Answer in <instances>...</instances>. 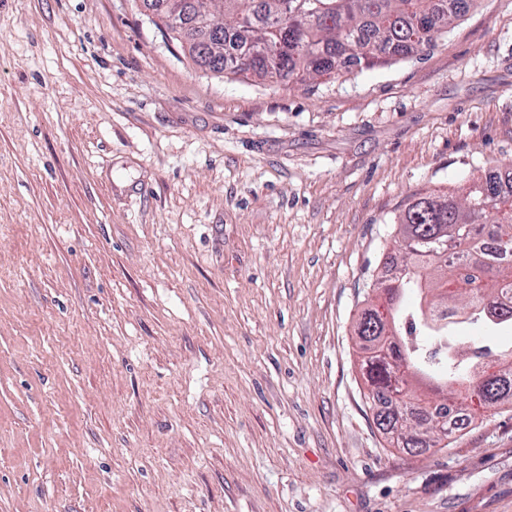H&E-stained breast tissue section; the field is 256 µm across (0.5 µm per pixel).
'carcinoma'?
Returning <instances> with one entry per match:
<instances>
[{"label":"carcinoma","mask_w":512,"mask_h":512,"mask_svg":"<svg viewBox=\"0 0 512 512\" xmlns=\"http://www.w3.org/2000/svg\"><path fill=\"white\" fill-rule=\"evenodd\" d=\"M288 2V28L279 10ZM223 44L211 48L184 28L171 29L198 65L226 74L253 73L276 82L306 83L339 71L372 68L432 46L465 10L468 0L443 8L438 0H223ZM277 47L276 57L254 55L259 43ZM400 275L383 279L381 305L364 310L356 334L376 424L396 436V447L431 448L448 439V422L477 405H512V352L478 336L462 342L452 334L441 307L425 304L426 292L453 301L467 293L468 319L484 327L512 325V265L476 245L486 226L501 252H512V190L482 176L457 199L437 193L411 200L397 218ZM489 361L492 374L480 371ZM454 386V406L419 399Z\"/></svg>","instance_id":"cac0c4a2"}]
</instances>
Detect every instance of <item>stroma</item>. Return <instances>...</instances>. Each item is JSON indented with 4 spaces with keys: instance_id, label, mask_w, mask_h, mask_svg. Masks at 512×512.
I'll return each instance as SVG.
<instances>
[{
    "instance_id": "obj_1",
    "label": "stroma",
    "mask_w": 512,
    "mask_h": 512,
    "mask_svg": "<svg viewBox=\"0 0 512 512\" xmlns=\"http://www.w3.org/2000/svg\"><path fill=\"white\" fill-rule=\"evenodd\" d=\"M510 160L512 0L286 85L0 0V512H512V406L393 447L354 332L412 195Z\"/></svg>"
}]
</instances>
